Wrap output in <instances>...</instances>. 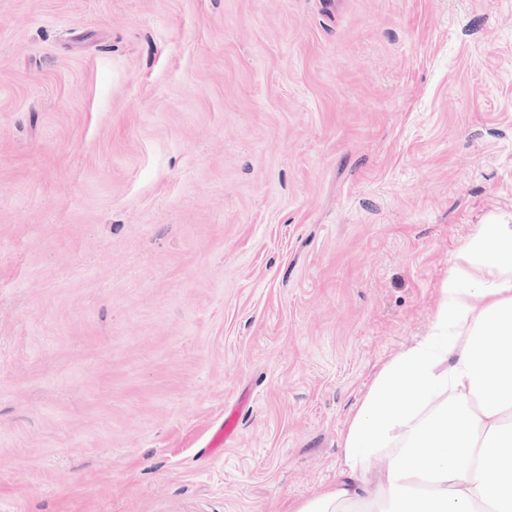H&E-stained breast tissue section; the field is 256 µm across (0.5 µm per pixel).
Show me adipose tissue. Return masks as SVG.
I'll list each match as a JSON object with an SVG mask.
<instances>
[{
	"label": "adipose tissue",
	"mask_w": 512,
	"mask_h": 512,
	"mask_svg": "<svg viewBox=\"0 0 512 512\" xmlns=\"http://www.w3.org/2000/svg\"><path fill=\"white\" fill-rule=\"evenodd\" d=\"M440 296L351 418L334 485L293 512H512V224L478 225Z\"/></svg>",
	"instance_id": "ef3b65f1"
}]
</instances>
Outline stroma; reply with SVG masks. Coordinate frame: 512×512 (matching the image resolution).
<instances>
[{
  "mask_svg": "<svg viewBox=\"0 0 512 512\" xmlns=\"http://www.w3.org/2000/svg\"><path fill=\"white\" fill-rule=\"evenodd\" d=\"M509 217L512 0H0V512H291ZM239 409L238 407L231 410L226 416L224 421V427L218 428L210 440L209 450H214L224 446V442L231 441L236 436L237 424H238Z\"/></svg>",
  "mask_w": 512,
  "mask_h": 512,
  "instance_id": "1",
  "label": "stroma"
}]
</instances>
